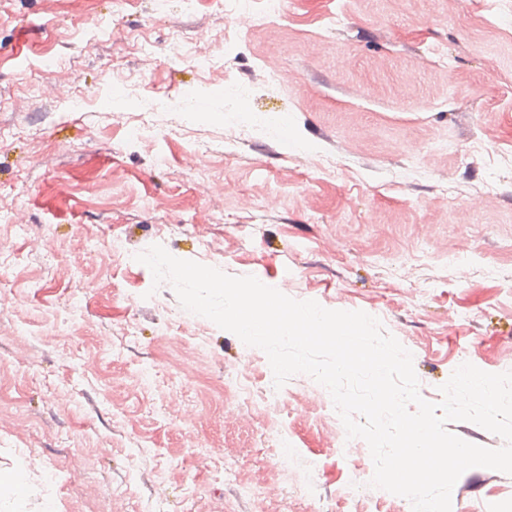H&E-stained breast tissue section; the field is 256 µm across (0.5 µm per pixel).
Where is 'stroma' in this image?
Returning a JSON list of instances; mask_svg holds the SVG:
<instances>
[{
    "mask_svg": "<svg viewBox=\"0 0 512 512\" xmlns=\"http://www.w3.org/2000/svg\"><path fill=\"white\" fill-rule=\"evenodd\" d=\"M251 7L0 0V472L25 467L23 512H411L350 485L370 451L311 376L266 406L265 352L154 285L155 244L378 318L429 402L461 363L512 369V0ZM452 512H512V475L467 470Z\"/></svg>",
    "mask_w": 512,
    "mask_h": 512,
    "instance_id": "obj_1",
    "label": "stroma"
}]
</instances>
